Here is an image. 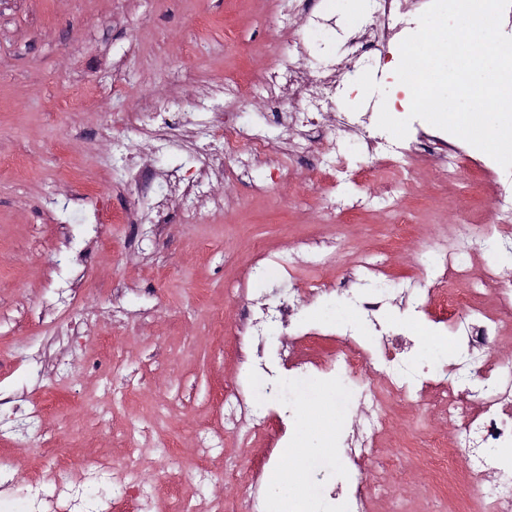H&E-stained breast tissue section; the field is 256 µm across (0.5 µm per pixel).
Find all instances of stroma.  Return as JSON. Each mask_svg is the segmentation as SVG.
Segmentation results:
<instances>
[{"label": "stroma", "mask_w": 512, "mask_h": 512, "mask_svg": "<svg viewBox=\"0 0 512 512\" xmlns=\"http://www.w3.org/2000/svg\"><path fill=\"white\" fill-rule=\"evenodd\" d=\"M294 5L333 19L334 35L287 17L283 0H0V398L12 401L0 415V462L18 467L19 488L41 472L29 455L35 444L117 459L133 426L148 482L178 484L200 508L240 498L253 459L283 466L295 434L305 448L335 447L361 423L358 408L324 439L306 433L302 413L285 425L270 419L268 442L225 433L219 467L197 481V438L216 427L225 391L242 382L232 334L242 270L263 252L295 257L309 239L329 260L270 266L257 285L271 298L339 279L365 254L388 268L391 296L410 286L423 297L435 281L421 272V253L453 237L459 221L493 227L486 189L439 185L422 159L403 187L404 233L386 202L390 176L367 183L372 209L329 213L306 157L275 154L196 195L170 190L164 171L192 173L204 145L219 156V142L202 138L210 113L287 140L256 88L262 70L300 45L341 59L343 36L368 25L375 10L373 0ZM229 79L254 89L237 97L224 90ZM158 95L171 111L196 113L192 136L147 138L148 112L140 125H125L127 113ZM67 162L79 181L63 174ZM226 193L224 208L206 205ZM159 201L171 217L161 229L141 221ZM69 272L82 280L74 312L88 320L72 345L60 339L58 322L37 319ZM348 313L320 294L303 303L300 325L326 330ZM380 405L386 426L374 458L361 465L377 489L374 512H480L424 477L415 446L431 430L456 440L458 421L438 418L427 397H384Z\"/></svg>", "instance_id": "1"}]
</instances>
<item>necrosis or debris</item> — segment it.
<instances>
[{"label": "necrosis or debris", "mask_w": 512, "mask_h": 512, "mask_svg": "<svg viewBox=\"0 0 512 512\" xmlns=\"http://www.w3.org/2000/svg\"><path fill=\"white\" fill-rule=\"evenodd\" d=\"M374 21L363 30L345 39V60L325 65L316 61L313 50L296 57H284L268 67L262 81V93L268 104H278L282 89H289L298 98L302 109L284 113L283 121L301 136L297 147L308 151L313 136L322 127V120L333 107L336 96L344 89L342 72L372 70L377 77H386L385 60L380 53L393 42L402 41L416 31L419 16L430 0H376ZM381 100L380 93L366 99L358 112H344L336 118L338 133L325 147L327 161L314 165L312 177L328 191H335L337 175L347 173L345 152L356 146L368 161L369 168L390 169L402 180H410L416 170L415 154L432 155L445 180H458L463 170L479 167L484 183L491 187V208L503 232L496 234L495 247L512 253V192L500 182L495 166L485 158H474L462 151L449 133L431 134L417 130L414 141L401 142L373 135L370 119ZM211 132L221 141V154L238 166H249L255 159L276 149L265 136L251 135L234 126L225 125L222 115H215ZM248 140L249 151H241L239 143ZM468 225H461L452 244H437L431 250L428 269L437 281L453 279L469 281L466 292L443 294L437 310H425L422 319L410 323L405 333L386 334L380 315L388 302L384 286L386 272L372 255L359 258L347 280L338 285L320 284L322 293L339 289L347 292L354 304V318L338 323L328 331L307 330L301 339L338 341L339 347L329 364L312 360L288 359V375L280 377L277 370L261 362L262 340L270 328L282 329L297 324L303 289H289L287 296L257 302L247 300L238 320V331L246 336L241 362L250 364L253 376L263 383V404H256L252 388H235L224 394V424L210 438L199 444L200 460L208 459L214 442L223 440L225 431L237 430L240 421H248L253 434L263 433L269 413L293 416L297 400L284 396L285 381L297 382L314 373L336 374L345 390L336 396L337 411L350 405L359 406L364 422L343 440V452L350 463L374 456L375 440L385 425L377 405L371 375L384 379V387L393 398L410 401L433 394L442 417L460 420L463 438L451 443L444 436H429L424 446L428 452L429 473L436 482L466 486L470 498L489 501L492 512H512V465L502 458V451L512 446V369L492 358L491 345L499 338L506 319L512 318V285L502 283L497 266L488 265L473 271L470 250L477 244ZM498 286L496 312L490 313L470 305L481 283ZM427 336L448 335L458 345V357L442 361L432 372L420 373L410 355L406 333ZM143 460L139 448L129 447L120 461L109 458L76 460L64 449L53 451L47 473L30 484L20 510H13L14 489L18 472L11 466H0V512H153L160 495H177L176 487L165 488L146 483L142 475ZM77 469L82 481L70 484L60 477L62 471ZM119 481L124 499L113 501L99 493L105 476Z\"/></svg>", "instance_id": "1"}]
</instances>
